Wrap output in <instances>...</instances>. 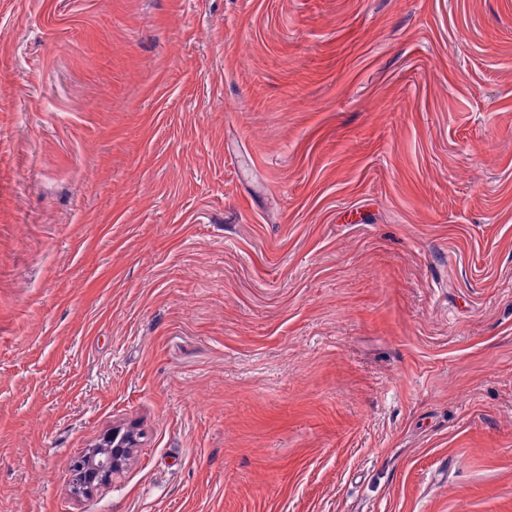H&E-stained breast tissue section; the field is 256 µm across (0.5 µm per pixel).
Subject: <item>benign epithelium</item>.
Here are the masks:
<instances>
[{"instance_id": "obj_1", "label": "benign epithelium", "mask_w": 512, "mask_h": 512, "mask_svg": "<svg viewBox=\"0 0 512 512\" xmlns=\"http://www.w3.org/2000/svg\"><path fill=\"white\" fill-rule=\"evenodd\" d=\"M140 433L133 425L116 426L104 436L103 447L110 449L105 456L92 454L74 460L68 470V484L75 494H87L108 484L121 473L138 447Z\"/></svg>"}]
</instances>
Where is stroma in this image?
<instances>
[{
  "label": "stroma",
  "mask_w": 512,
  "mask_h": 512,
  "mask_svg": "<svg viewBox=\"0 0 512 512\" xmlns=\"http://www.w3.org/2000/svg\"><path fill=\"white\" fill-rule=\"evenodd\" d=\"M0 512H512V0H0ZM140 433L133 425L116 426L104 436V448H110L105 456L92 454L87 458L74 459L68 470V484L74 494H87L121 473L130 460L134 448L139 445Z\"/></svg>",
  "instance_id": "1"
}]
</instances>
